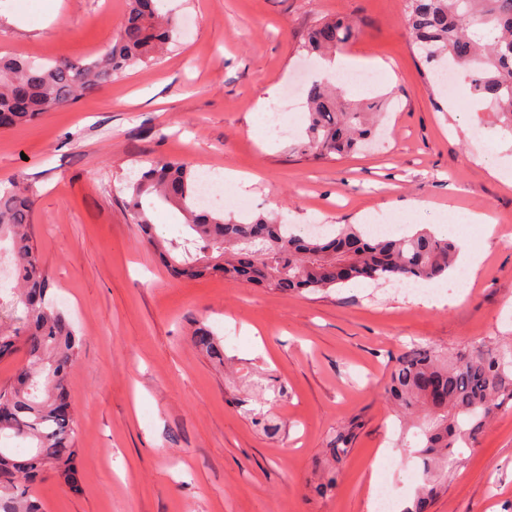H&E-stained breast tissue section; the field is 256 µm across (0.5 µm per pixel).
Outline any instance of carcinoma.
<instances>
[{
    "label": "carcinoma",
    "mask_w": 512,
    "mask_h": 512,
    "mask_svg": "<svg viewBox=\"0 0 512 512\" xmlns=\"http://www.w3.org/2000/svg\"><path fill=\"white\" fill-rule=\"evenodd\" d=\"M412 44L431 74L452 62L466 73L473 95L492 101L512 133V0H407L404 16ZM349 18L325 19L309 32L304 50L333 56L353 36ZM174 23L158 0H128L118 44L88 63L36 62L0 56V129L29 124L112 82L127 67L159 58L172 41ZM308 107L302 151L318 158L343 157L371 140L382 112L375 105L343 110L341 88L328 79L305 90ZM198 176L186 161L150 160L127 185L136 229L176 278L221 274L291 293L324 291L352 281L432 282L454 267L460 245L424 227L401 238L365 235L345 224L333 237L311 236L272 215L238 218L220 208L199 209ZM32 186L0 189V242L7 240L16 284L0 295V360L22 357L12 379L0 384V512H42L31 485L52 475L79 492L77 423L68 377L80 350L71 322L47 298L49 281L30 233ZM170 206L181 216L180 252L167 249L149 211ZM196 348L224 356L213 332L193 331ZM387 399L404 418L410 456L420 461L419 484L402 512H428L448 480L466 463L495 415L512 409V344L484 342L454 354L427 345L396 360ZM353 429L326 450L336 465L351 453Z\"/></svg>",
    "instance_id": "carcinoma-1"
}]
</instances>
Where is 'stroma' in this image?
I'll list each match as a JSON object with an SVG mask.
<instances>
[{
	"label": "stroma",
	"mask_w": 512,
	"mask_h": 512,
	"mask_svg": "<svg viewBox=\"0 0 512 512\" xmlns=\"http://www.w3.org/2000/svg\"><path fill=\"white\" fill-rule=\"evenodd\" d=\"M127 0H0V53L86 62L119 35ZM406 0H162L176 24L158 59L34 123L0 131V181L32 184L31 232L49 298L73 323L80 354L69 379L81 490L34 483L45 512H368L378 477L400 503L414 462L375 469L400 449L385 399L397 358L428 343L462 352L512 340V187L490 174L489 145L512 173V134L470 91L428 81L403 18ZM358 29L343 52L383 62L349 103L383 99L375 146L315 160L296 148L307 126L293 82L318 77L302 46L333 17ZM274 90L286 135L265 131L259 98ZM484 131L481 139L470 128ZM180 159L200 173L252 177L222 207L290 224L390 223L422 199L418 226L456 207L492 216L498 235L465 232L485 258L473 282H451L444 306L403 288L315 293L254 288L219 275L173 279L137 234L126 179L146 159ZM224 340V360L197 349L198 323ZM260 412L277 435L253 424ZM353 429L336 488L314 492L330 441ZM430 512H512V411L499 412Z\"/></svg>",
	"instance_id": "obj_1"
}]
</instances>
